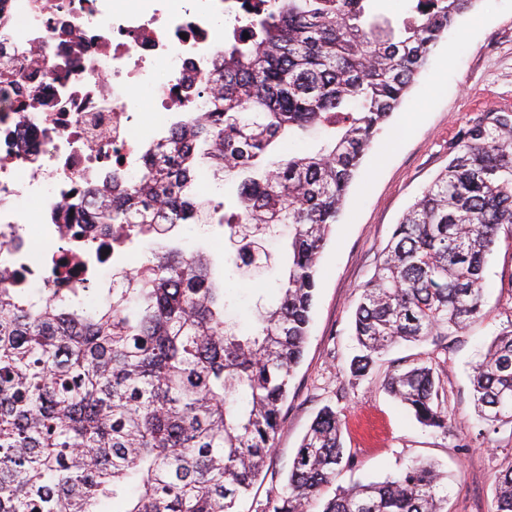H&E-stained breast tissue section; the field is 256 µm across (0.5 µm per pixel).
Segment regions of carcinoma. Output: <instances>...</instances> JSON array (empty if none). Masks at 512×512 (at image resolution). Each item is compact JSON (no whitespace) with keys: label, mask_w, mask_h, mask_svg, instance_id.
Here are the masks:
<instances>
[{"label":"carcinoma","mask_w":512,"mask_h":512,"mask_svg":"<svg viewBox=\"0 0 512 512\" xmlns=\"http://www.w3.org/2000/svg\"><path fill=\"white\" fill-rule=\"evenodd\" d=\"M367 0H244L245 23L211 78L224 87L205 122L175 129L136 183L93 201L112 240L151 224H211L238 237L236 267L290 228L288 277L276 303L241 331L224 274L201 247L153 249L133 288L105 303L47 301L0 287V512H236L274 449L282 406L309 335L319 258L373 140L436 45L480 0H409L397 27L367 20ZM321 137L313 153L278 143ZM237 181L235 212L192 195L195 158ZM512 225V110L478 113L454 137L448 164L403 215L361 287L353 377L402 342L445 337L480 317L484 271ZM476 412L512 426V330L472 368ZM384 388L423 426L450 432L434 365L393 366ZM340 412L323 407L286 482L254 512H447L445 475L414 461L381 482L338 487L354 465ZM492 512H512V463L496 477Z\"/></svg>","instance_id":"1"}]
</instances>
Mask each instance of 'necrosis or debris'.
Listing matches in <instances>:
<instances>
[{
	"label": "necrosis or debris",
	"instance_id": "1",
	"mask_svg": "<svg viewBox=\"0 0 512 512\" xmlns=\"http://www.w3.org/2000/svg\"><path fill=\"white\" fill-rule=\"evenodd\" d=\"M242 15L243 0H0L1 282L46 299L111 277V225L76 217L204 116Z\"/></svg>",
	"mask_w": 512,
	"mask_h": 512
}]
</instances>
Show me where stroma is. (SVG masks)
I'll return each mask as SVG.
<instances>
[{
	"instance_id": "stroma-1",
	"label": "stroma",
	"mask_w": 512,
	"mask_h": 512,
	"mask_svg": "<svg viewBox=\"0 0 512 512\" xmlns=\"http://www.w3.org/2000/svg\"><path fill=\"white\" fill-rule=\"evenodd\" d=\"M499 107L512 109V0H480L474 14L436 47L350 188L321 260L309 340L283 406L270 462L278 477H285L303 435L328 405L340 412L344 446L354 456L337 484L381 480L411 460L425 459L448 474V512H491L495 475L512 463V428L495 432L478 419L468 373L493 339L512 329V227L498 233L480 318L449 336L445 348L429 340L398 346L364 380L351 376L349 363L360 287L372 276L395 224L446 166L457 131L477 113ZM174 233L216 259L236 254L219 225L180 224ZM274 278L273 269L253 278L226 266L224 286L241 328L252 325L259 296L274 297ZM395 360L435 362L453 425L448 435L422 427L384 391Z\"/></svg>"
}]
</instances>
